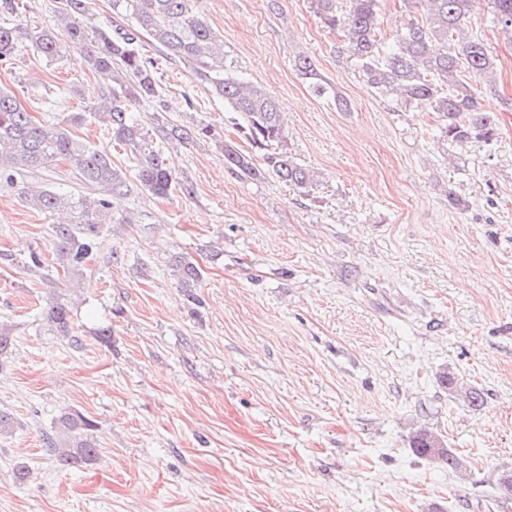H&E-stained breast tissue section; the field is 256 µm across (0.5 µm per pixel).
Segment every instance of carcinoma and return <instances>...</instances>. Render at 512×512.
I'll return each mask as SVG.
<instances>
[{"mask_svg": "<svg viewBox=\"0 0 512 512\" xmlns=\"http://www.w3.org/2000/svg\"><path fill=\"white\" fill-rule=\"evenodd\" d=\"M406 2L419 8L421 17L409 20L386 48L378 39L380 0H310V7L326 27L344 32L346 51L359 60L369 86L436 112L448 156L471 142L491 143L497 135V117L480 107L474 85L464 78L467 74L490 83L495 78V59L486 44L468 37V19L478 0ZM484 2L501 29L512 36V0ZM111 6L112 14L128 21L127 26L89 27L82 21L85 0H59L55 31L13 23L15 0H0V64L13 60L24 39L37 57L48 62L58 59L66 44L82 49L89 69L112 72V88L102 93L92 111L106 125L112 142L130 152L141 190L153 197L175 190L190 194L188 181L168 165L163 150L134 115L136 106L159 97L153 63L140 50L141 41L150 42L224 101L230 123L260 153L257 160L254 154L222 142L225 168L255 179L274 177L300 193L310 191L315 176L292 156L284 115L274 96L265 87L224 71V36L197 12L196 0H111ZM298 70L313 95L346 105L335 85L308 58L299 59ZM83 119V113L73 112L56 124H38L13 94L0 88V185L17 190L22 202L33 208L51 213L66 210L71 215L70 223L52 226L53 248L71 288L51 297L42 312L47 325L64 337L72 333V294L79 289L106 226L132 223L114 208L115 200L129 192L127 173L105 151L85 145L68 130ZM153 120L159 139L170 144L214 137L212 129L201 124H175L161 113L153 114ZM63 160L74 164L81 181L102 189V194L75 196L23 180L30 171L54 169ZM169 269L185 300L197 304L195 288L201 280L197 264L176 253L170 256ZM442 383L452 392H464L471 405L481 399L476 389L463 388L451 375H443ZM95 428L78 412L64 413L54 422L55 437L48 440L47 451L62 468L92 466L99 460ZM412 447L416 455L439 460L451 471L463 466L431 433L418 434Z\"/></svg>", "mask_w": 512, "mask_h": 512, "instance_id": "1", "label": "carcinoma"}]
</instances>
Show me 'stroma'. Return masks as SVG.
<instances>
[{"label": "stroma", "instance_id": "obj_1", "mask_svg": "<svg viewBox=\"0 0 512 512\" xmlns=\"http://www.w3.org/2000/svg\"><path fill=\"white\" fill-rule=\"evenodd\" d=\"M197 8L224 37L225 68L275 97L318 181L305 196L228 171L220 142L250 145L223 101L143 44L166 117L217 137L164 148L191 195L121 199L135 221L110 225L88 260L70 337L42 318L66 287L58 218L0 186V323L14 335L0 408L18 421L0 439V512H512L494 503L512 474V38L479 4L470 31L498 68L480 102L498 134L452 166L434 112L370 88L309 0ZM302 56L347 110L310 92ZM111 85L72 47L0 65V87L37 122L85 113L72 136L125 168L89 113ZM32 251L41 272L24 267ZM175 252L203 271L198 304L170 274ZM445 372L479 404L449 394ZM67 411L96 423V465L63 469L46 453ZM424 428L461 471L413 452Z\"/></svg>", "mask_w": 512, "mask_h": 512}]
</instances>
